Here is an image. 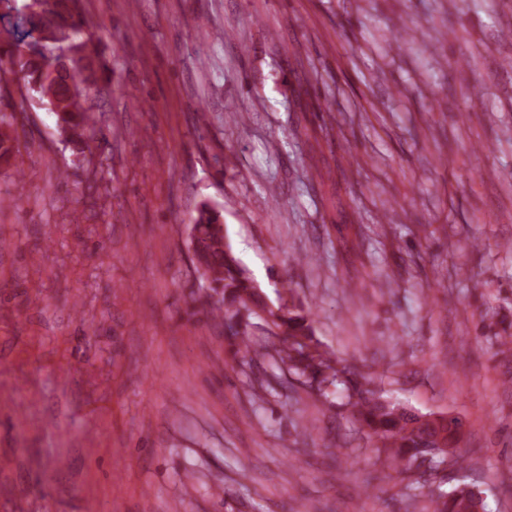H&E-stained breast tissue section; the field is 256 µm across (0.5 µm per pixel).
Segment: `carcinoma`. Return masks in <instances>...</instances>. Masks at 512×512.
Instances as JSON below:
<instances>
[{"label": "carcinoma", "mask_w": 512, "mask_h": 512, "mask_svg": "<svg viewBox=\"0 0 512 512\" xmlns=\"http://www.w3.org/2000/svg\"><path fill=\"white\" fill-rule=\"evenodd\" d=\"M106 27L91 23L81 0H41L39 6L7 3L0 13V93L18 85L21 99H35L53 113L57 131L90 156L108 143L107 134L87 105L86 90L106 95L112 69L100 60L97 45ZM22 113L0 110V167L11 166L27 147ZM194 245L195 270L204 284L189 293L192 314H202L224 329V341L241 372L253 359L268 360L299 381L310 395L326 396L333 383L344 385L345 406L373 441L382 466H400L402 479L423 449L435 444L436 433L415 411L365 389L359 374L321 349L315 338L311 309L272 303L258 289L233 251H225L224 207L200 202L187 224ZM266 329L269 341L256 344L253 320ZM433 512H457L451 494L429 496Z\"/></svg>", "instance_id": "1"}]
</instances>
